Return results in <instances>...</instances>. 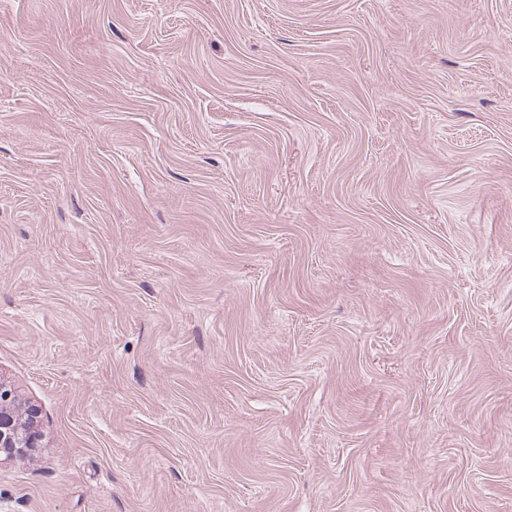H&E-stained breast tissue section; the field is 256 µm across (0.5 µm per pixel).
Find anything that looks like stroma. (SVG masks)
<instances>
[{"label":"stroma","mask_w":512,"mask_h":512,"mask_svg":"<svg viewBox=\"0 0 512 512\" xmlns=\"http://www.w3.org/2000/svg\"><path fill=\"white\" fill-rule=\"evenodd\" d=\"M0 512H512V0H0ZM16 399L12 389L0 381V458L8 459L16 454L37 448L38 435L31 426L17 423ZM4 457V458H2Z\"/></svg>","instance_id":"obj_1"}]
</instances>
